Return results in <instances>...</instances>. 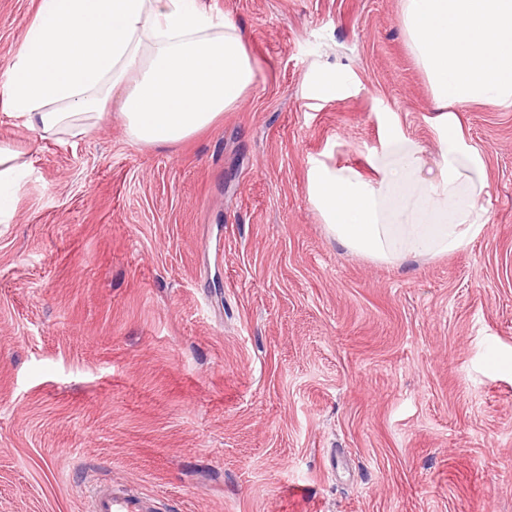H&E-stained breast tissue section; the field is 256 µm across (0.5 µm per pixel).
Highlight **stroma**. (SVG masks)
I'll use <instances>...</instances> for the list:
<instances>
[{
    "instance_id": "35a3bbf8",
    "label": "stroma",
    "mask_w": 512,
    "mask_h": 512,
    "mask_svg": "<svg viewBox=\"0 0 512 512\" xmlns=\"http://www.w3.org/2000/svg\"><path fill=\"white\" fill-rule=\"evenodd\" d=\"M255 77L211 127L132 141L113 94L38 137L0 218V512H86L108 479L154 512H512V106L454 112L488 224L392 265L328 231L312 167L362 178L446 121L401 0H203ZM37 0H0V78ZM340 72L347 93L321 95Z\"/></svg>"
}]
</instances>
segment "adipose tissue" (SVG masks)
Segmentation results:
<instances>
[{"label": "adipose tissue", "mask_w": 512, "mask_h": 512, "mask_svg": "<svg viewBox=\"0 0 512 512\" xmlns=\"http://www.w3.org/2000/svg\"><path fill=\"white\" fill-rule=\"evenodd\" d=\"M253 78L237 27L202 0H38L0 84V110L44 135L86 133L120 89L130 137L165 144L209 127ZM370 164L373 181L349 167L308 174L309 195L344 247L393 262L454 253L485 232L484 164L456 128L441 138L436 168L393 129Z\"/></svg>", "instance_id": "ef3b65f1"}]
</instances>
